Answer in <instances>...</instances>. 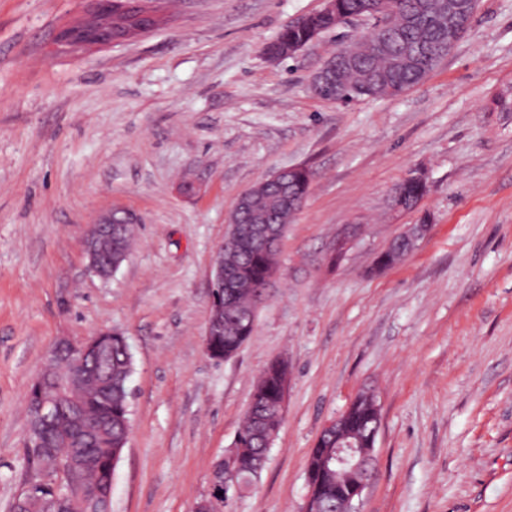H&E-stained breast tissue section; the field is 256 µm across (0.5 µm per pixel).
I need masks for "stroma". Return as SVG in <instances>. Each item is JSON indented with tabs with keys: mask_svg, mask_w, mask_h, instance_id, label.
Listing matches in <instances>:
<instances>
[{
	"mask_svg": "<svg viewBox=\"0 0 512 512\" xmlns=\"http://www.w3.org/2000/svg\"><path fill=\"white\" fill-rule=\"evenodd\" d=\"M144 5L153 31L58 51L89 0H0V512L26 485L28 392L49 351L103 329L132 355L112 512H195L279 358L282 424L223 512H301L310 451L361 390L381 425L359 512H512V112L493 109L512 93V0H479L421 84L349 104L316 97L311 76L370 21L272 61L263 47L324 0ZM296 165L312 181L278 276L251 338L213 360L211 260L236 198ZM419 174L418 207L393 211L392 188ZM113 210L139 241L104 281L83 242ZM424 219L415 248L377 268Z\"/></svg>",
	"mask_w": 512,
	"mask_h": 512,
	"instance_id": "35a3bbf8",
	"label": "stroma"
}]
</instances>
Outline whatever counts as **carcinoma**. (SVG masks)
Instances as JSON below:
<instances>
[{
  "label": "carcinoma",
  "instance_id": "cac0c4a2",
  "mask_svg": "<svg viewBox=\"0 0 512 512\" xmlns=\"http://www.w3.org/2000/svg\"><path fill=\"white\" fill-rule=\"evenodd\" d=\"M437 5L438 0H336V13L341 16L367 14L372 10L394 15L389 29H373L362 40L350 45L351 62L338 67L336 81L358 100L398 95L419 84L425 70L437 65L434 57L446 43L439 27ZM329 30L330 20L315 13L312 24L286 26L271 46L284 53L293 45L311 42L313 34L321 35ZM309 187L310 174L305 168L285 173L279 187L255 185L250 189L251 208H244L239 213L241 223H252L256 213L267 217L269 222L280 223L286 218L284 195L290 194L300 201L307 196ZM394 195L396 203L410 208L422 198L423 191L410 177L395 187ZM134 235L135 225H115L112 234L98 243L100 264L106 266L118 256L130 253ZM412 249L410 243L400 246L392 243L380 254L378 264L391 266ZM277 262L275 254L247 243L224 250V267L234 273L235 285L230 300L219 289L213 293L211 313L221 307L224 316L221 333L213 338V347L218 354L234 355L252 336L255 323L251 316L253 298ZM86 359L90 365L97 364V369L72 382L71 394L81 404V414L100 421L103 428L81 444L88 452L79 477L89 484H101L109 479L112 462L120 457V446L124 445L129 420L127 383L131 357L122 338L92 336ZM47 367L45 383L40 390L45 398L55 394L57 379L71 376V363L67 359L55 360ZM286 382L288 370L273 364L259 377L250 409L237 436L236 452L241 458L265 455L264 429L279 424L270 405L274 404ZM76 420L75 416L64 415L56 422L52 430L53 447L38 455L30 448L26 449L27 457L36 469L53 465L58 454L70 456L69 437Z\"/></svg>",
  "mask_w": 512,
  "mask_h": 512
}]
</instances>
